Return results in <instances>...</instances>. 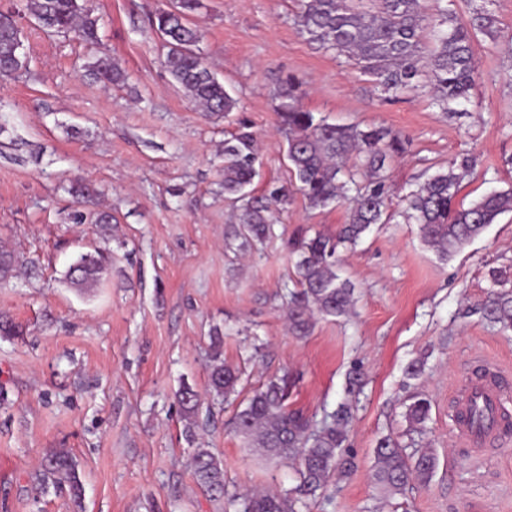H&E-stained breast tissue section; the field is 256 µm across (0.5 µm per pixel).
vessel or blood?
Returning <instances> with one entry per match:
<instances>
[{
    "instance_id": "b4317fda",
    "label": "vessel or blood",
    "mask_w": 512,
    "mask_h": 512,
    "mask_svg": "<svg viewBox=\"0 0 512 512\" xmlns=\"http://www.w3.org/2000/svg\"><path fill=\"white\" fill-rule=\"evenodd\" d=\"M500 367L490 360H482L478 376L466 379L459 386L450 403L453 431L458 440L474 448L489 445L505 427L504 417L512 409L507 406L511 386L501 382ZM483 412L481 421L469 416L471 407Z\"/></svg>"
}]
</instances>
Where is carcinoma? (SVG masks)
<instances>
[{"mask_svg":"<svg viewBox=\"0 0 512 512\" xmlns=\"http://www.w3.org/2000/svg\"><path fill=\"white\" fill-rule=\"evenodd\" d=\"M370 2L365 8L358 0H300L297 26L309 41L353 62L386 94L413 91L428 81L433 104L442 111H448L452 103H468L477 77L473 43L479 33H496L494 15L480 7L465 19L456 13L454 0H434L431 13L423 0ZM200 6V0H172L169 9L154 14L151 27L168 48L164 65L188 100L205 112L227 115L236 108L235 98L194 50L198 32L191 26L190 15ZM26 10L48 33L75 32L87 42L97 39L98 18L90 0H26ZM16 32L13 17L0 14L1 77L26 68V57H13L12 37ZM88 68L99 80H124L121 68L109 58L97 59ZM300 97L299 86L290 80L279 93L281 103L276 109L287 137V157L297 190L312 208L345 200L350 203L348 220L336 233L317 232L293 243L297 281L296 289L289 292L288 322L293 334L307 336L316 318H342L353 313L356 288L341 276L336 253L341 246L357 244L372 225L386 222L383 172L386 163L401 155L405 147L400 135L389 128L361 129L318 118L301 107ZM257 162L252 133L241 131L224 141V193L236 202L230 237L242 251L272 236V207L288 200V188L283 185H272L261 196L247 191L256 176ZM471 166L467 156L455 159L448 169L436 172L406 196L402 217L418 225L423 244L444 262L501 215L512 212V186L492 190L467 205L458 200L462 180ZM72 220L75 224L89 221L105 231L112 224V213L102 210L87 215L77 210ZM111 262L102 251L81 253L68 267L66 280L80 291L95 288ZM14 272V255L1 247L0 281ZM482 313L502 331H512V266L490 271V292ZM210 339L208 386L224 401H234L242 370L224 362L220 333ZM177 398L184 417L193 421L199 410L197 391L185 383ZM287 400V381L270 380L240 403L233 417L235 432L253 452L270 460L297 461L293 486L277 492L243 493L234 499L237 512H305L334 475L347 476L353 468L352 461L341 454L353 420L352 404L339 402L322 427L312 431L310 420L302 412L288 409ZM429 411L430 402L414 394L405 411L409 430L421 428ZM192 468L204 492L224 496V467L208 449H195ZM436 469L437 458L431 451L408 458L389 437L375 448L373 481L387 498L404 494L415 482L428 483ZM36 479L42 488L48 483L64 484L73 499L82 497L77 465L66 448L53 450L42 461Z\"/></svg>","mask_w":512,"mask_h":512,"instance_id":"obj_1","label":"carcinoma"}]
</instances>
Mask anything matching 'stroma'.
I'll return each instance as SVG.
<instances>
[{
	"mask_svg": "<svg viewBox=\"0 0 512 512\" xmlns=\"http://www.w3.org/2000/svg\"><path fill=\"white\" fill-rule=\"evenodd\" d=\"M24 4L0 0V13L17 16L28 60L0 77V245L21 265L0 284V314L22 328L0 337V512H226L193 477L198 447L221 460L229 492L291 486L294 463L257 457L230 425L233 407L208 389L216 330L225 362L244 371L243 396L286 379L289 408L317 427L338 402H352L346 452L355 469L309 512H512V428L479 455L455 438L448 415L473 360L491 359L512 376V332L476 312L489 269L512 265V213L445 262L417 225L372 226L340 251L341 272L356 286L354 313L317 319L300 337L288 330L280 296L296 279L291 244L310 231L335 232L347 204L314 209L292 194L274 212L273 238L230 251L234 207L217 173L225 139L244 124L259 153L252 192L289 184L275 109L293 77L302 107L328 122L405 137L386 171L394 210L462 154L474 159L465 201L512 185V0L491 4L497 31L475 42L479 77L462 112L432 105L426 86L386 99L370 76L299 33V0H201L191 17L195 51L237 101L226 116L198 109L162 65L167 48L149 16L170 0H94L93 45L44 32ZM96 57L117 63L125 85L89 76L85 65ZM78 206L110 211V233L72 223ZM96 249L112 254L100 286L70 288L69 264ZM415 358L425 359V372L410 388L405 368ZM355 366L367 379L350 394ZM185 382L200 398L192 426L175 398ZM415 390L431 401L419 432L404 420ZM384 436L409 455L433 449L431 481L382 498L372 473ZM56 448L78 464L81 506L67 490L38 489L40 462Z\"/></svg>",
	"mask_w": 512,
	"mask_h": 512,
	"instance_id": "obj_1",
	"label": "stroma"
}]
</instances>
